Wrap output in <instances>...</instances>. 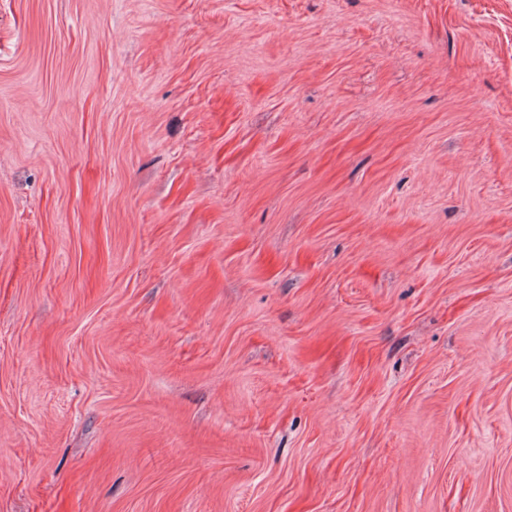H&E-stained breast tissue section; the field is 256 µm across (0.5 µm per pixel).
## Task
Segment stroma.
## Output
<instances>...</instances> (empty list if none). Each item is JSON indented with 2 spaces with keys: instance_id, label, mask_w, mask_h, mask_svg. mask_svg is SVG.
Instances as JSON below:
<instances>
[{
  "instance_id": "stroma-1",
  "label": "stroma",
  "mask_w": 512,
  "mask_h": 512,
  "mask_svg": "<svg viewBox=\"0 0 512 512\" xmlns=\"http://www.w3.org/2000/svg\"><path fill=\"white\" fill-rule=\"evenodd\" d=\"M0 512H512V0H0Z\"/></svg>"
}]
</instances>
